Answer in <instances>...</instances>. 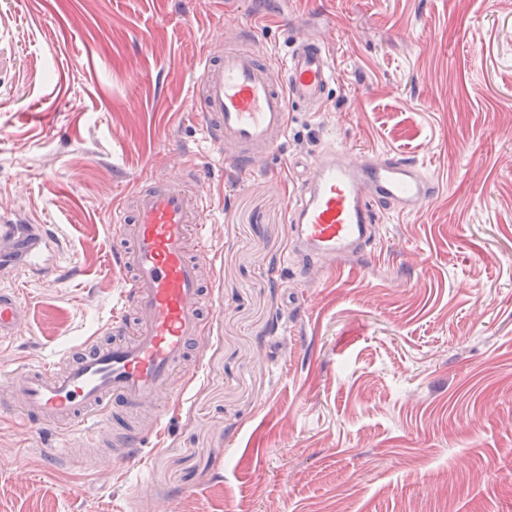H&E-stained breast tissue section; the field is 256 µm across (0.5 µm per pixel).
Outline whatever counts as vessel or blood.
<instances>
[{"mask_svg": "<svg viewBox=\"0 0 512 512\" xmlns=\"http://www.w3.org/2000/svg\"><path fill=\"white\" fill-rule=\"evenodd\" d=\"M336 80L329 45L314 34L291 38L278 63L249 39L210 44L193 81L195 116L207 141L227 150L246 176L282 147L290 104L322 111ZM201 183L187 158L181 172L143 182L126 197L113 252L127 285L123 308L102 335L72 347L61 362L0 379V409L20 426L93 434L83 458L108 462L136 457L157 434L166 404L195 378L209 335L212 273ZM435 190L409 158L333 149L293 185V253L308 271L371 252L383 212H413ZM43 242L33 226L0 224V270L14 256L36 259ZM23 315L19 290L1 289L0 340L15 335ZM105 421L112 425L107 436L99 431Z\"/></svg>", "mask_w": 512, "mask_h": 512, "instance_id": "vessel-or-blood-1", "label": "vessel or blood"}]
</instances>
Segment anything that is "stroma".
<instances>
[{"label": "stroma", "mask_w": 512, "mask_h": 512, "mask_svg": "<svg viewBox=\"0 0 512 512\" xmlns=\"http://www.w3.org/2000/svg\"><path fill=\"white\" fill-rule=\"evenodd\" d=\"M310 23L339 78L240 177L193 117L202 52L250 27L278 62ZM339 146L439 190L298 283L276 184ZM185 150L215 269L197 381L153 447L90 471L73 436L1 423L0 512H512V0H0V215L60 242L45 273L0 274L26 302L0 369L105 329L113 216Z\"/></svg>", "instance_id": "35a3bbf8"}]
</instances>
